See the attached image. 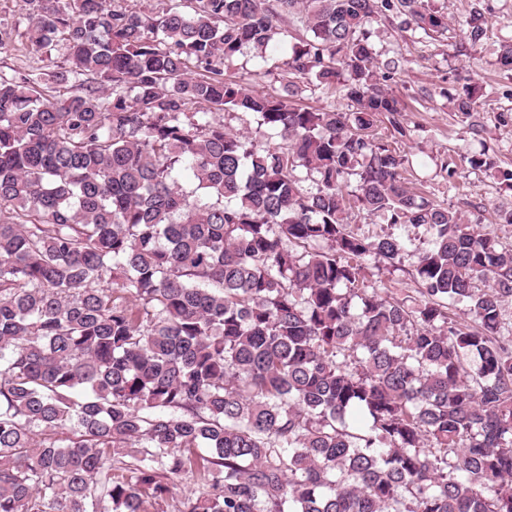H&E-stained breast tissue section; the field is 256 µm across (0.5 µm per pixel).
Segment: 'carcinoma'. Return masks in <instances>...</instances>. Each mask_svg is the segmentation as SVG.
Segmentation results:
<instances>
[{
    "mask_svg": "<svg viewBox=\"0 0 512 512\" xmlns=\"http://www.w3.org/2000/svg\"><path fill=\"white\" fill-rule=\"evenodd\" d=\"M24 2L63 61L0 71V512H512V249L408 186L373 40L443 35L435 0ZM291 18L284 71L350 110L225 78ZM462 27L478 49L481 0ZM406 225L398 294L367 270ZM416 261L417 252L415 251L414 246H412L401 257L400 263H398V268H400V270H392L391 274H389L386 270L378 272L373 264L369 265V267L370 272L374 274L373 280H379V278H381L387 286L389 288H393L394 291H396L395 289L411 291L413 288H416V285L408 275V272L413 269Z\"/></svg>",
    "mask_w": 512,
    "mask_h": 512,
    "instance_id": "1",
    "label": "carcinoma"
}]
</instances>
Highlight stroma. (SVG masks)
Here are the masks:
<instances>
[{
	"instance_id": "obj_1",
	"label": "stroma",
	"mask_w": 512,
	"mask_h": 512,
	"mask_svg": "<svg viewBox=\"0 0 512 512\" xmlns=\"http://www.w3.org/2000/svg\"><path fill=\"white\" fill-rule=\"evenodd\" d=\"M440 4L449 27L440 41L388 25L378 28L382 50L400 60L390 86L406 108L404 119L411 130L406 149L417 162L416 176L427 194L461 209L480 231L512 248V224L498 223L496 216L497 210L512 209V191L500 189L481 171L461 167L451 176L440 169L442 162L483 149L502 165L512 166V80L497 64L500 42L512 38V0H489L490 37L476 51L466 48L461 33L472 0H440ZM27 25L23 0H0V29L12 35L11 45L0 51V69L50 70L61 60V52L35 51L24 36ZM267 57L271 73L251 76L252 62L245 56L227 71V79L260 92L284 93L288 78L280 68L283 55L271 49ZM458 78L477 81L487 92L477 111L466 116L452 111L446 97Z\"/></svg>"
}]
</instances>
